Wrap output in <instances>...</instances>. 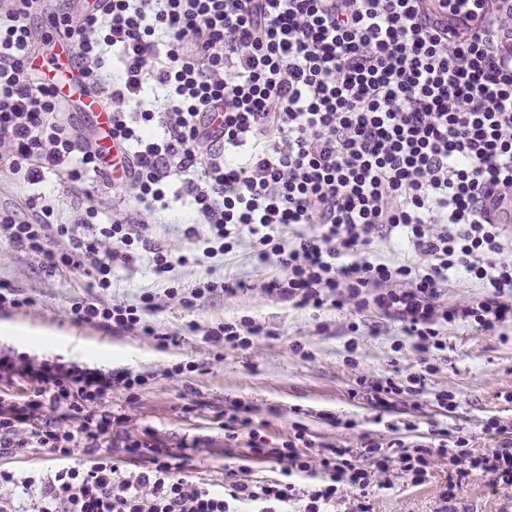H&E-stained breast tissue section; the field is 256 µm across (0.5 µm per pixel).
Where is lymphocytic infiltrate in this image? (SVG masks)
Returning a JSON list of instances; mask_svg holds the SVG:
<instances>
[{
    "instance_id": "lymphocytic-infiltrate-1",
    "label": "lymphocytic infiltrate",
    "mask_w": 512,
    "mask_h": 512,
    "mask_svg": "<svg viewBox=\"0 0 512 512\" xmlns=\"http://www.w3.org/2000/svg\"><path fill=\"white\" fill-rule=\"evenodd\" d=\"M37 2L0 0V171L32 186L54 175L81 203L68 216L35 194L27 214L0 206L1 241L51 267L93 272L105 291L115 261L144 255L163 294L190 309L246 284L188 285L177 267L221 261L245 233L259 262L281 268L256 281L262 293L295 308L376 312L419 353L444 349L448 325L512 323V50L495 24L448 34L429 0H96L59 14L130 160L112 195L132 191L133 214L115 210L95 227L85 177L109 179L112 163L85 136L84 118L25 66L38 49L29 22ZM181 200L195 214L187 255L145 232L146 215ZM90 226L94 238L82 237ZM55 238L62 247L51 248ZM395 238L412 259L367 255ZM459 275L483 293L451 307L442 296ZM157 296L83 300L71 312L164 348L169 338L151 320ZM20 379L29 390L18 398L8 389ZM146 382L126 369L0 350V456L39 448L56 461L1 469L0 512H331L342 489L351 512H371L372 475L351 449L312 462L303 427L267 447L238 402L219 424L225 444L246 439L250 456L276 462L282 477L243 480L228 467L220 488L202 487L184 473L199 438L131 433L113 403L114 391L132 400ZM423 384L416 372L365 380L362 397L382 406ZM434 455L458 478L512 487V436L481 451L461 439L403 447L397 478L425 483ZM296 471L313 478L311 489L292 483Z\"/></svg>"
}]
</instances>
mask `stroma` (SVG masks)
I'll return each mask as SVG.
<instances>
[{"instance_id": "1", "label": "stroma", "mask_w": 512, "mask_h": 512, "mask_svg": "<svg viewBox=\"0 0 512 512\" xmlns=\"http://www.w3.org/2000/svg\"><path fill=\"white\" fill-rule=\"evenodd\" d=\"M252 240L241 237L232 252L213 268L193 263L180 267L184 281L213 274L256 281L278 274L275 263H257ZM0 283L30 298V305L0 311L13 335L0 334V348H25L37 356H54L56 344L80 346L105 355L104 369H127L150 374L149 383L134 400L113 393L133 426H150L174 437H209L191 464L194 480L221 483L225 466L238 463L239 449L224 445L218 428L221 413L238 401L252 409L254 423L262 424L267 440L277 443L307 427L317 443L329 448H350L358 462L372 468L365 445L415 442L417 436L445 429L470 447H493L495 432L489 422L512 429V325L495 333L452 326L444 350L427 356L414 352L394 321L365 312L358 315L332 308L295 309L277 303L257 290L234 296H212L190 310L162 296L163 285L145 261L115 263L112 288H95L90 276L76 269H50L37 256L0 245ZM158 293L159 310L152 320L175 344L159 348L139 332L113 333L97 325L75 321L70 312L78 300L133 299L139 292ZM243 317L272 329V336L252 337L247 349H229L216 360V349L206 332L210 327ZM32 336L21 346L18 333ZM302 351H294V343ZM195 362L192 373L173 374L175 365ZM424 373L418 394L396 397L377 407L358 397L359 379H405ZM452 396L455 409L444 410L438 394ZM194 403L186 414L183 404ZM417 432H409V425ZM431 477L416 486L400 479L390 488L371 489L372 512H512V488L492 477L472 475L449 486L450 468L435 456Z\"/></svg>"}]
</instances>
